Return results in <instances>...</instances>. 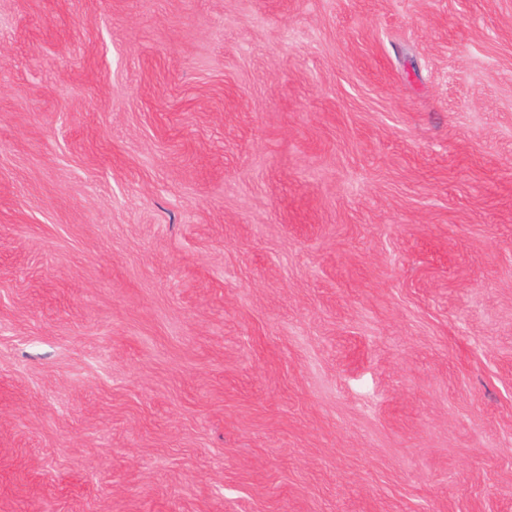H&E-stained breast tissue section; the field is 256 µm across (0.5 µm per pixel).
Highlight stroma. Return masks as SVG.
I'll list each match as a JSON object with an SVG mask.
<instances>
[{"mask_svg": "<svg viewBox=\"0 0 512 512\" xmlns=\"http://www.w3.org/2000/svg\"><path fill=\"white\" fill-rule=\"evenodd\" d=\"M0 512H512V0H0Z\"/></svg>", "mask_w": 512, "mask_h": 512, "instance_id": "stroma-1", "label": "stroma"}]
</instances>
